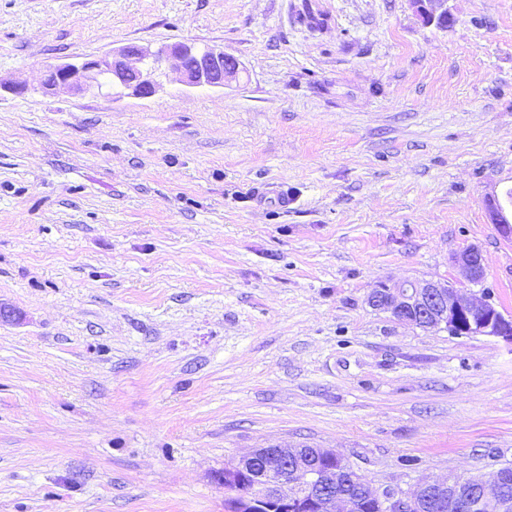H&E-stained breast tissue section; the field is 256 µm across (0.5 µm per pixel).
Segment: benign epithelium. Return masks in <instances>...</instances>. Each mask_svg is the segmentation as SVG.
Segmentation results:
<instances>
[{
    "label": "benign epithelium",
    "mask_w": 512,
    "mask_h": 512,
    "mask_svg": "<svg viewBox=\"0 0 512 512\" xmlns=\"http://www.w3.org/2000/svg\"><path fill=\"white\" fill-rule=\"evenodd\" d=\"M427 24L448 26L447 0H410ZM185 89L222 88L237 79L239 60L221 49L193 43H174L156 49L127 45L104 56H87L79 63H57L42 68L37 87L25 82L0 81V93L23 95L36 90L45 95L82 94L108 88L119 94L150 98L163 89L168 70ZM499 234L512 237V221L505 210H490ZM467 288L446 280H406L382 283L367 298L375 310L426 331L456 336H494L512 342V317L503 314L491 292L482 287V252L472 246L455 257ZM339 455L322 448H256L230 461L219 473L227 493L224 512H359L362 500L336 489L341 471ZM384 512H512V494L499 471L488 476H450L439 481L417 479L409 490H368Z\"/></svg>",
    "instance_id": "obj_1"
}]
</instances>
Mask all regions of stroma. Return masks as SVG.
I'll use <instances>...</instances> for the list:
<instances>
[{
    "mask_svg": "<svg viewBox=\"0 0 512 512\" xmlns=\"http://www.w3.org/2000/svg\"><path fill=\"white\" fill-rule=\"evenodd\" d=\"M311 6V28L298 17ZM0 0V79L126 45L218 89L0 99V512H224L225 463L336 451L375 488L512 463V342L372 309L460 281L512 316V0ZM417 14L427 24H436L439 27H448V19H452L448 13L447 0H409Z\"/></svg>",
    "mask_w": 512,
    "mask_h": 512,
    "instance_id": "obj_1",
    "label": "stroma"
}]
</instances>
